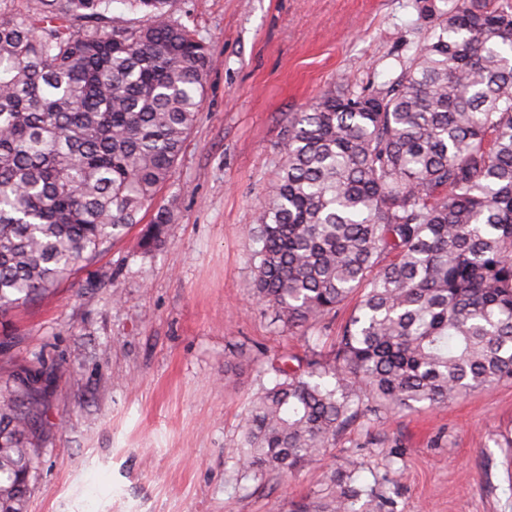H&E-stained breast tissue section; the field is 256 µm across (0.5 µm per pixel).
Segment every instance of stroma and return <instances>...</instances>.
Here are the masks:
<instances>
[{"mask_svg":"<svg viewBox=\"0 0 512 512\" xmlns=\"http://www.w3.org/2000/svg\"><path fill=\"white\" fill-rule=\"evenodd\" d=\"M212 64L197 121L139 228L0 321V384L39 370L50 434L28 512H295L359 468L396 512H512V380L357 420L288 479H241L228 454L285 363L330 353L355 306L294 333L252 294L246 227L276 182L290 113L352 81L373 88L426 35L414 0H170ZM64 367L66 377L56 375ZM170 221L169 212L159 207L150 224H147L141 231L138 245L146 253L160 249L165 242L166 224Z\"/></svg>","mask_w":512,"mask_h":512,"instance_id":"obj_1","label":"stroma"}]
</instances>
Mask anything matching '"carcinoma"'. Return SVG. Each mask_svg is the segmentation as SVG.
Instances as JSON below:
<instances>
[{
  "label": "carcinoma",
  "mask_w": 512,
  "mask_h": 512,
  "mask_svg": "<svg viewBox=\"0 0 512 512\" xmlns=\"http://www.w3.org/2000/svg\"><path fill=\"white\" fill-rule=\"evenodd\" d=\"M169 0H0V317L142 221L204 97L205 41ZM120 3L133 21L118 24ZM399 74L288 119L250 234L253 292L300 331L362 291L335 350L281 369L231 449L245 479L317 460L367 412L453 402L512 379V0H415ZM160 207L138 241L165 242ZM0 389V512H26L43 389ZM336 471L322 512H393Z\"/></svg>",
  "instance_id": "carcinoma-1"
}]
</instances>
